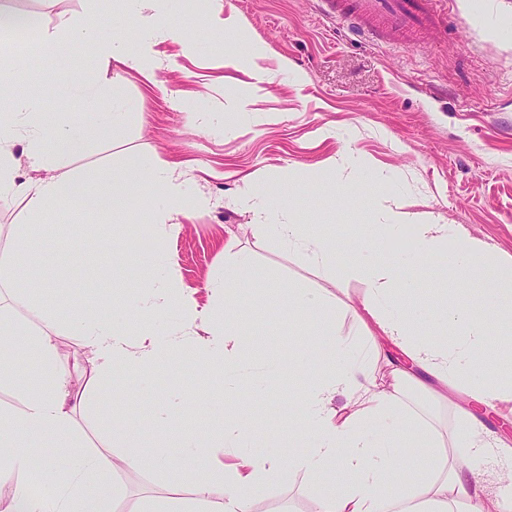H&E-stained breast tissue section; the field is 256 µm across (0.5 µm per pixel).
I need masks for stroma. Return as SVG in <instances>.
<instances>
[{"instance_id": "35a3bbf8", "label": "stroma", "mask_w": 512, "mask_h": 512, "mask_svg": "<svg viewBox=\"0 0 512 512\" xmlns=\"http://www.w3.org/2000/svg\"><path fill=\"white\" fill-rule=\"evenodd\" d=\"M11 9L38 13L40 26L25 36L0 37V57L13 63L17 95L40 99L52 119L81 124L90 149L72 158L69 170L91 177L100 187L120 173L128 156L145 168L179 165L191 193L183 215L158 234L163 199L143 184L125 221L113 225L84 216L74 223L62 208L49 210L39 228L46 249L16 254L15 239L25 230V205L0 201V263L21 271L48 268L51 288L34 294L0 282V300L9 317L0 330L41 323L43 305L71 301L86 311L122 308L140 294L135 277L141 253L166 258L183 292L204 312L195 334L207 344L214 324L224 322V244L235 241L251 258L250 285L240 296L248 336L238 346L239 388L264 364L280 365V376L263 397L237 401L238 413L258 424L248 449L259 456L273 443H287L280 421L300 380L295 358L313 367L329 366L333 350L318 325L288 309L290 290L301 288L332 303L337 336L357 342L366 298L364 282L325 275L261 233L236 204L244 182L278 195L292 182L287 211L272 209L271 224L291 218L334 238L336 261H352L348 228L377 223L386 204L411 213H432L442 224H459L469 235L512 255V0H441L457 30L448 39L423 35L412 46L374 45L352 33L346 22L326 15L320 0H167L165 7L182 26L157 37L152 75L128 68L121 58L99 56L93 40L69 44L70 59L83 68L23 66L21 60L46 32H64L80 23L90 0H0ZM228 18L223 35L203 28L210 16ZM91 79L101 93L96 107L66 96L72 83ZM128 112L122 126L103 122L113 97ZM340 153L364 166L348 195L327 191L319 174ZM204 196L206 205L196 203ZM126 282V295L112 291L113 277ZM175 310L149 318L156 346L147 370H121L91 382V356L66 327L53 336L59 366L70 374L72 392L86 406L73 415V427L93 450L119 458L112 425L127 422L149 441L179 444L184 436L205 441L203 462L225 461V409L228 399L220 368L205 356L166 349L179 330ZM403 391L411 407L426 412L444 433L455 425L461 396L438 398L413 385ZM115 512H131L178 492L171 471H113ZM317 492L303 470L281 466L264 479L255 512H313Z\"/></svg>"}]
</instances>
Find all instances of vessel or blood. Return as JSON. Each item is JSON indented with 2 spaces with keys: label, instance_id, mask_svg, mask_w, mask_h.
<instances>
[{
  "label": "vessel or blood",
  "instance_id": "vessel-or-blood-1",
  "mask_svg": "<svg viewBox=\"0 0 512 512\" xmlns=\"http://www.w3.org/2000/svg\"><path fill=\"white\" fill-rule=\"evenodd\" d=\"M329 14L346 20L350 30L385 41L409 44L423 33L440 36L448 20L438 0H322Z\"/></svg>",
  "mask_w": 512,
  "mask_h": 512
}]
</instances>
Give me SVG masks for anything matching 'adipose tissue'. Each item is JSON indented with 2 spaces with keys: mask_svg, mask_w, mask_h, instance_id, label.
I'll return each mask as SVG.
<instances>
[{
  "mask_svg": "<svg viewBox=\"0 0 512 512\" xmlns=\"http://www.w3.org/2000/svg\"><path fill=\"white\" fill-rule=\"evenodd\" d=\"M158 0H134L133 19L140 31L134 47L128 48L103 33L98 20L79 23L78 31L92 38L102 57L121 56L140 72L151 70L153 40L157 34L173 33L176 19L159 14ZM10 74L0 68V200L21 199L32 224L40 223L47 206H60L74 213L92 212L112 220L123 214L129 193L150 181L166 201L163 219L184 210L188 187L176 174V166L162 163L145 169L130 159L110 186L89 191L82 176L66 170L74 156L88 151L89 138L75 122L53 123L37 101L11 95ZM23 143L33 166L49 170L46 178L24 179L14 155L16 143ZM238 205L261 223L262 233L277 238L286 248L300 251L305 260L325 274H335L336 251L332 240L309 235L303 225L293 222L266 223L270 202L256 184H244ZM413 230V246L405 262L377 260L387 242L405 228ZM357 259L345 265V274L367 286L364 310L378 328V336L368 337L366 353L378 351L380 341L396 347L403 365L394 367L398 382L421 384L430 377L440 388L452 387L464 396L457 406V426L442 435L432 421L409 409L398 392L380 389L361 357L315 369L304 360L294 363L304 390L297 415L286 418L282 427L291 442L287 453L259 457L242 451L252 437L251 421L240 414L230 417L224 431V453L232 459L228 467L203 469L198 454H173L168 443L145 447L143 435L123 424L112 434L124 452L119 462L81 451V442L72 427L78 405L65 375L56 364L52 327L67 324L83 347L95 357L94 372L112 375L115 368H138L153 356L151 349L134 345L121 314H90L69 302L46 306L43 330L15 332L0 340V376L9 374L30 354H38L42 371L33 382L24 408L16 414L0 413V464L13 470H38L56 489L53 497L30 493L27 482L17 484L13 512H112L116 488L112 472L116 464L127 468L164 466L179 483L193 486L195 498L182 512H254L253 501L261 473L289 463L304 470L320 488L316 512H512V502L497 499L494 488L511 474L478 470L477 460L495 455L506 443L497 431L478 427L472 403L493 407L512 401V340L503 343L496 357L481 352L490 331H512V257L498 252L487 242L475 239L454 224H439L428 216H415L398 209H386L382 222L355 234ZM448 253V269L455 281L479 280L486 299L482 314L448 302L441 314L443 329L452 330L454 345L420 331L412 304L417 284L403 274L404 266L417 272L439 251ZM151 271L145 282L155 295L154 311L177 306L183 328L169 339L173 350L192 348L191 330L201 313L177 287L172 275H159L157 254L143 258ZM250 260L232 244L224 246V307L227 314L237 310V298L246 288ZM295 313L321 319L323 333L335 350L346 342L336 337L330 305L323 296L297 290L289 299ZM345 396L343 408L332 407L333 396ZM312 447L300 449L303 439ZM421 449L418 462L409 465L398 455L403 445Z\"/></svg>",
  "mask_w": 512,
  "mask_h": 512,
  "instance_id": "1",
  "label": "adipose tissue"
}]
</instances>
